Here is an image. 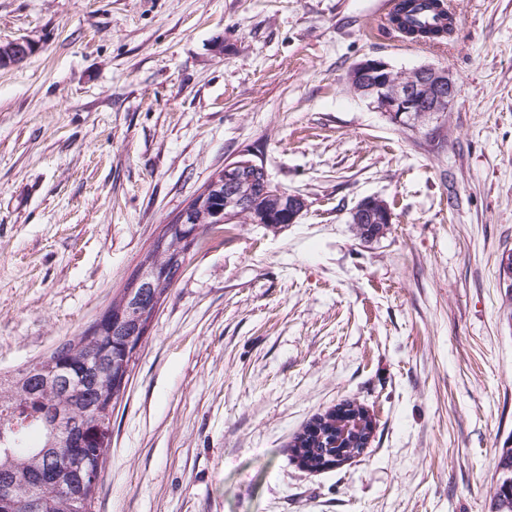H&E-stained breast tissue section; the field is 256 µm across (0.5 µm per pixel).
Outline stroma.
<instances>
[{
  "label": "stroma",
  "mask_w": 512,
  "mask_h": 512,
  "mask_svg": "<svg viewBox=\"0 0 512 512\" xmlns=\"http://www.w3.org/2000/svg\"><path fill=\"white\" fill-rule=\"evenodd\" d=\"M449 43L375 31L381 0H0V371L103 311L229 161L300 195L294 224L190 251L112 414L96 512H491L512 448V0H455ZM448 69L420 130L347 88L359 60ZM394 220L351 224L366 197ZM348 401L340 466L288 452ZM374 210L380 224H358L356 225L357 234L365 240L372 231H380L386 224H392L393 211L387 201L380 197H368L363 199L356 210L353 212L354 221L359 222L362 215L368 214V211Z\"/></svg>",
  "instance_id": "35a3bbf8"
}]
</instances>
